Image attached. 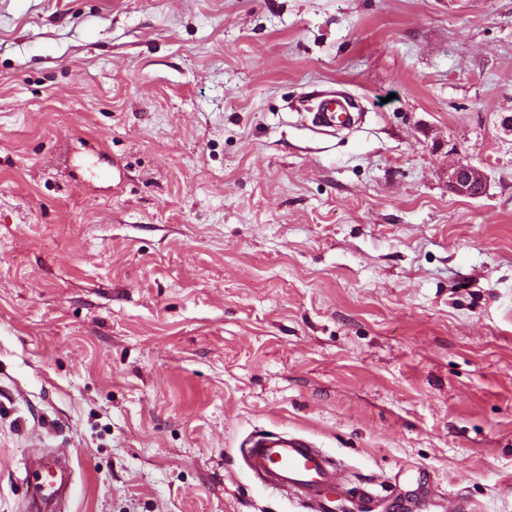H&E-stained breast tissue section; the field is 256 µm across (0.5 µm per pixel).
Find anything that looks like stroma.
Instances as JSON below:
<instances>
[{
    "label": "stroma",
    "instance_id": "obj_1",
    "mask_svg": "<svg viewBox=\"0 0 512 512\" xmlns=\"http://www.w3.org/2000/svg\"><path fill=\"white\" fill-rule=\"evenodd\" d=\"M261 430L512 512V0H0V512H303ZM355 109L347 97L329 95L317 105L313 122L324 131H335L338 127L350 128L360 122V113ZM486 173L470 163L457 161L448 166V188L460 196L474 197L486 186ZM24 480L28 483L33 481L34 486L31 492V503L35 511L47 509L59 502L63 493L68 487L71 491L69 482L65 481L62 474L58 479L45 483L39 476L31 473V466L29 462L25 463Z\"/></svg>",
    "mask_w": 512,
    "mask_h": 512
}]
</instances>
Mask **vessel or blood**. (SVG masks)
Wrapping results in <instances>:
<instances>
[{"label":"vessel or blood","mask_w":512,"mask_h":512,"mask_svg":"<svg viewBox=\"0 0 512 512\" xmlns=\"http://www.w3.org/2000/svg\"><path fill=\"white\" fill-rule=\"evenodd\" d=\"M313 122L324 131L349 128L359 124L360 114L348 98L331 95L317 105ZM240 455L266 488L289 494L307 512H335L332 495L339 484V469L334 459L309 439L287 432L255 434L244 441ZM24 479L33 485L35 512H46L68 487L62 478L46 482L28 472Z\"/></svg>","instance_id":"b4317fda"}]
</instances>
